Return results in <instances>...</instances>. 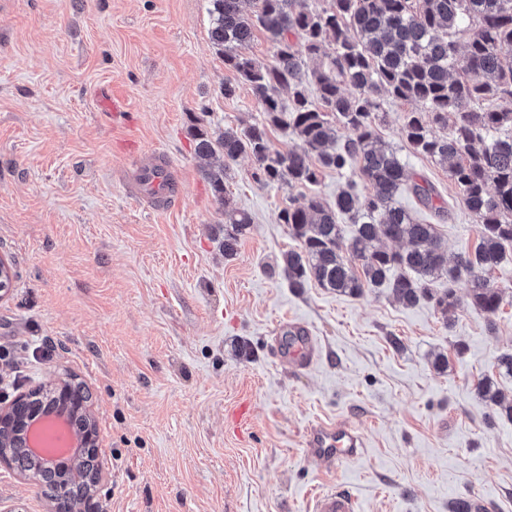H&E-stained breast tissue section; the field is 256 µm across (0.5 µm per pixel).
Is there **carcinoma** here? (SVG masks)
I'll use <instances>...</instances> for the list:
<instances>
[{"instance_id": "cac0c4a2", "label": "carcinoma", "mask_w": 512, "mask_h": 512, "mask_svg": "<svg viewBox=\"0 0 512 512\" xmlns=\"http://www.w3.org/2000/svg\"><path fill=\"white\" fill-rule=\"evenodd\" d=\"M209 39L224 57L235 79L224 82V98L246 85L261 104L264 121L241 130L208 133L195 126V156L214 196L224 206L219 248L224 257L237 254L249 233L251 215L227 196L230 164L242 155L256 164L262 185L315 186L324 169L349 175L328 206L317 194L279 213L297 243L281 256V273L291 288L313 281L340 295L365 288H387L400 304H432L443 321L458 305L456 284H470L471 305L495 326L504 292L490 278L506 255L512 256V0H326L311 9L307 0H256L243 12V0H210ZM262 30L274 48L273 61L260 64L246 50ZM325 57L304 70L296 49ZM466 65L458 68L460 50ZM352 88L354 92L346 93ZM288 90L283 104L280 92ZM419 103L423 111L405 115L402 131L413 152L433 158L448 170L468 211L480 224L471 251L448 263L437 225L417 220L398 197L410 195L430 218H448L447 202L423 175L411 172L375 127L387 113L379 96ZM452 127L437 136L436 127ZM292 139L286 151L269 146L268 129ZM350 132L337 143V131ZM224 155V165L208 160ZM370 186L361 195L353 176ZM353 229L344 237L338 216ZM489 404L490 420L512 422V397L490 378L478 383ZM54 389H38L29 405L49 409ZM15 467L31 475L54 499L85 485L93 452L70 468L65 484L55 471L12 442Z\"/></svg>"}]
</instances>
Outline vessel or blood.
Here are the masks:
<instances>
[{
	"label": "vessel or blood",
	"instance_id": "b4317fda",
	"mask_svg": "<svg viewBox=\"0 0 512 512\" xmlns=\"http://www.w3.org/2000/svg\"><path fill=\"white\" fill-rule=\"evenodd\" d=\"M136 182L145 201L150 204L171 200L179 192L170 168L164 162L139 165ZM291 330L298 339L289 348L288 356L295 367H309L318 357V347L311 337L306 336L301 324H293ZM305 446L308 457L329 468L359 458L365 452V442L358 430L344 421L320 422L311 426ZM314 512H357V506L351 495L332 490L317 496Z\"/></svg>",
	"mask_w": 512,
	"mask_h": 512
}]
</instances>
